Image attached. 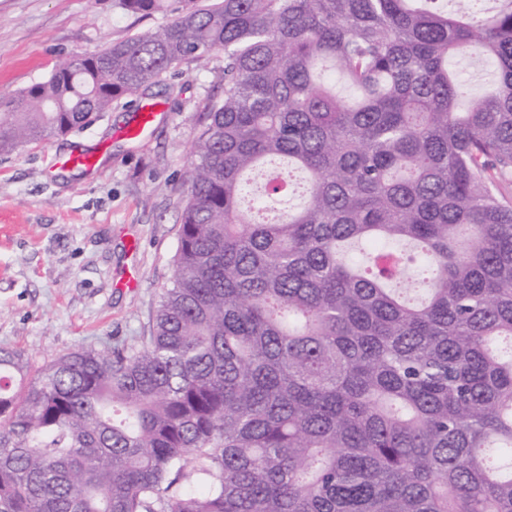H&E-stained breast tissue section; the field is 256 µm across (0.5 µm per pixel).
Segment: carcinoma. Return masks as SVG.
Masks as SVG:
<instances>
[{
  "instance_id": "obj_1",
  "label": "carcinoma",
  "mask_w": 512,
  "mask_h": 512,
  "mask_svg": "<svg viewBox=\"0 0 512 512\" xmlns=\"http://www.w3.org/2000/svg\"><path fill=\"white\" fill-rule=\"evenodd\" d=\"M437 2L113 0L176 18L0 100L6 155L224 53L147 334L0 348V512H512V0Z\"/></svg>"
}]
</instances>
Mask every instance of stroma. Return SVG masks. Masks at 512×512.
<instances>
[{
  "label": "stroma",
  "instance_id": "obj_1",
  "mask_svg": "<svg viewBox=\"0 0 512 512\" xmlns=\"http://www.w3.org/2000/svg\"><path fill=\"white\" fill-rule=\"evenodd\" d=\"M112 0H0V99L49 77L60 58L100 51L169 23ZM224 95V56L186 62L145 96L88 126L0 155V347L32 367L102 341L131 343L170 287L186 175L206 104ZM160 116L142 138L122 134L143 106ZM95 154L90 170L60 157ZM137 270L138 288L119 280Z\"/></svg>",
  "mask_w": 512,
  "mask_h": 512
}]
</instances>
